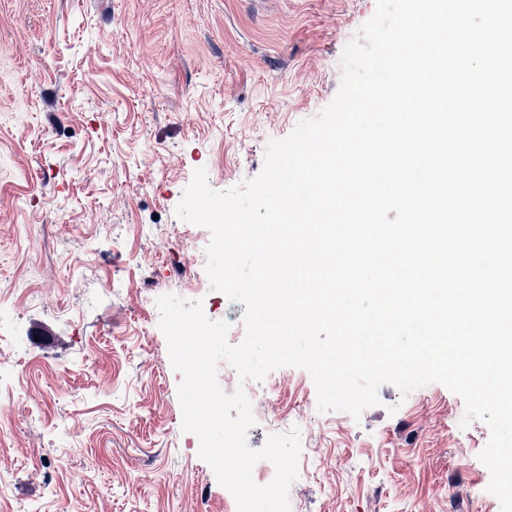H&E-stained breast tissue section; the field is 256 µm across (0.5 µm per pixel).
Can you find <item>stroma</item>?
I'll use <instances>...</instances> for the list:
<instances>
[{"label": "stroma", "instance_id": "obj_1", "mask_svg": "<svg viewBox=\"0 0 512 512\" xmlns=\"http://www.w3.org/2000/svg\"><path fill=\"white\" fill-rule=\"evenodd\" d=\"M376 0H0V512H237L181 428L156 300L212 290L208 228L175 214L197 168L216 190L335 97ZM46 334L35 337V327ZM251 448L301 431L290 512H501L439 383L390 384L360 417L322 412L282 367Z\"/></svg>", "mask_w": 512, "mask_h": 512}]
</instances>
